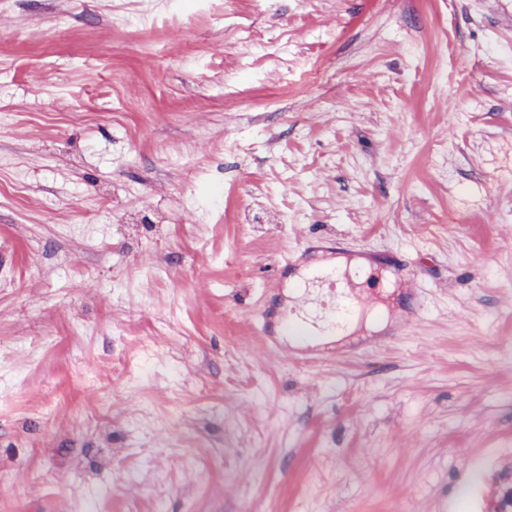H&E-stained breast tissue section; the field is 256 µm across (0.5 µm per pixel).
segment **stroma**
I'll return each instance as SVG.
<instances>
[{"instance_id": "stroma-1", "label": "stroma", "mask_w": 512, "mask_h": 512, "mask_svg": "<svg viewBox=\"0 0 512 512\" xmlns=\"http://www.w3.org/2000/svg\"><path fill=\"white\" fill-rule=\"evenodd\" d=\"M420 270L318 365L313 237ZM512 0H0V512H492ZM394 273L404 285V296L400 304V310L408 318L417 315L422 302V290L418 288L419 275L417 270L408 263L392 265Z\"/></svg>"}]
</instances>
